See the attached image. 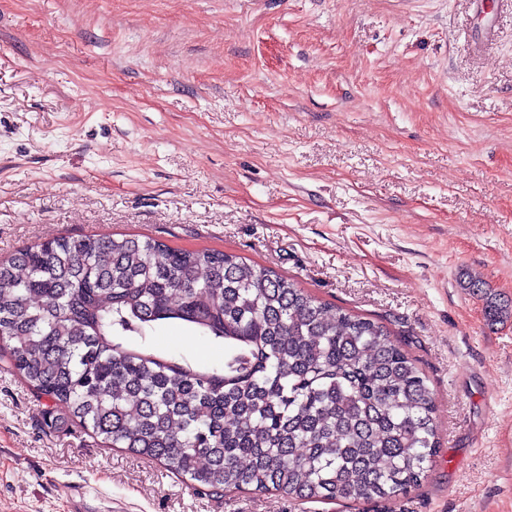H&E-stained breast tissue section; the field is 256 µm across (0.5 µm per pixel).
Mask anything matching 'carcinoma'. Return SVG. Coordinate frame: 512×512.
I'll list each match as a JSON object with an SVG mask.
<instances>
[{
    "label": "carcinoma",
    "mask_w": 512,
    "mask_h": 512,
    "mask_svg": "<svg viewBox=\"0 0 512 512\" xmlns=\"http://www.w3.org/2000/svg\"><path fill=\"white\" fill-rule=\"evenodd\" d=\"M462 285L487 317L509 315L479 278ZM164 320L224 343V367L112 340ZM0 341L65 421L215 494L392 501L439 447L428 378L385 326L233 253L135 235L38 243L0 263Z\"/></svg>",
    "instance_id": "obj_1"
}]
</instances>
